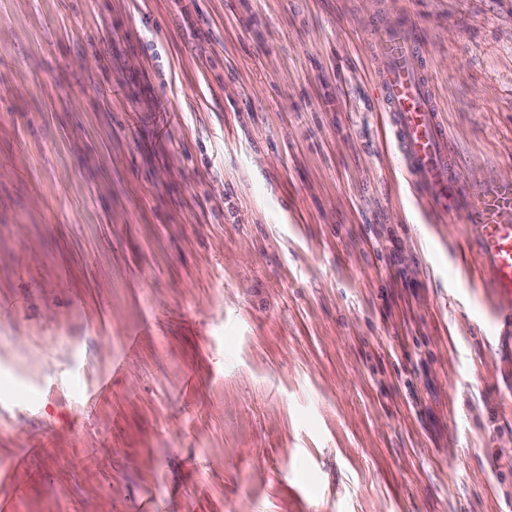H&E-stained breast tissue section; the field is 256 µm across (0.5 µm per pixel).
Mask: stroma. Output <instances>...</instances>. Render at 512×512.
Returning <instances> with one entry per match:
<instances>
[{
    "instance_id": "1",
    "label": "stroma",
    "mask_w": 512,
    "mask_h": 512,
    "mask_svg": "<svg viewBox=\"0 0 512 512\" xmlns=\"http://www.w3.org/2000/svg\"><path fill=\"white\" fill-rule=\"evenodd\" d=\"M402 17L512 177V0H0L12 512H512V327L371 79Z\"/></svg>"
}]
</instances>
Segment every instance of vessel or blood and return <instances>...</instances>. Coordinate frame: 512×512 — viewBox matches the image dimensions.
<instances>
[{
  "instance_id": "obj_1",
  "label": "vessel or blood",
  "mask_w": 512,
  "mask_h": 512,
  "mask_svg": "<svg viewBox=\"0 0 512 512\" xmlns=\"http://www.w3.org/2000/svg\"><path fill=\"white\" fill-rule=\"evenodd\" d=\"M368 47L382 110L407 174L436 213L462 224L500 312L512 316V179L475 186L460 179L418 30L409 19L377 26Z\"/></svg>"
}]
</instances>
